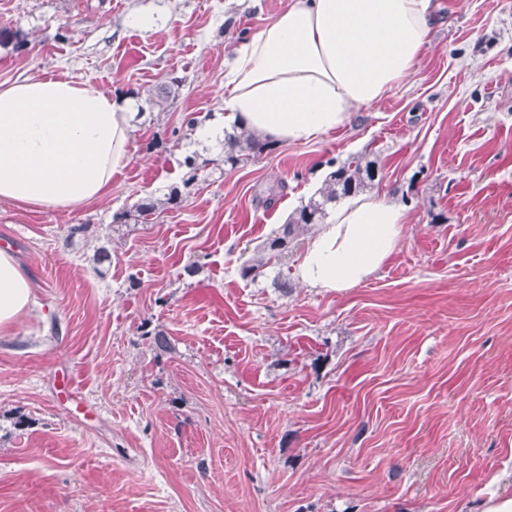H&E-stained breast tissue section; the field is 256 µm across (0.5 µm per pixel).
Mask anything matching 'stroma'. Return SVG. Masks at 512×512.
<instances>
[{
    "label": "stroma",
    "instance_id": "1",
    "mask_svg": "<svg viewBox=\"0 0 512 512\" xmlns=\"http://www.w3.org/2000/svg\"><path fill=\"white\" fill-rule=\"evenodd\" d=\"M437 3L415 73L381 102L231 167L192 147L190 123L223 111L225 58L291 0H0V86L68 79L144 114L101 200L0 201V248L38 302L0 335V512H477L512 496V0ZM357 154L370 193L409 206L381 271L307 288L303 232L242 279ZM159 330L168 352L146 338Z\"/></svg>",
    "mask_w": 512,
    "mask_h": 512
}]
</instances>
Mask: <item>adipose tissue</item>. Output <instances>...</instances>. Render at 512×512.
Masks as SVG:
<instances>
[{
    "mask_svg": "<svg viewBox=\"0 0 512 512\" xmlns=\"http://www.w3.org/2000/svg\"><path fill=\"white\" fill-rule=\"evenodd\" d=\"M431 0H293L233 51L224 71V117L194 126L215 145L226 127L283 145L349 123L415 73L428 44ZM71 80L27 77L0 88V200L72 209L104 196L131 160L140 113ZM409 220L395 199H351L308 239L296 275L317 291L343 292L376 275ZM33 305L29 277L0 248V335Z\"/></svg>",
    "mask_w": 512,
    "mask_h": 512,
    "instance_id": "adipose-tissue-1",
    "label": "adipose tissue"
}]
</instances>
